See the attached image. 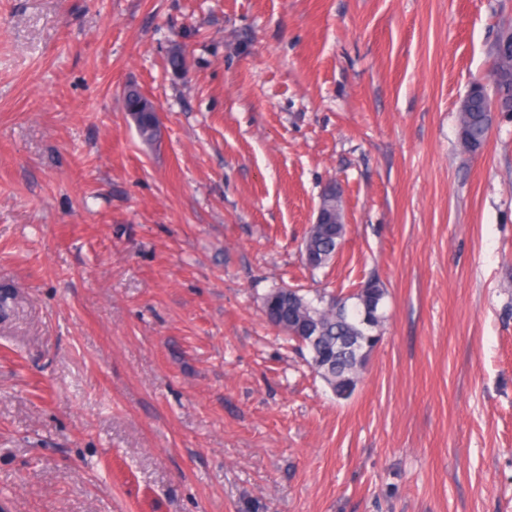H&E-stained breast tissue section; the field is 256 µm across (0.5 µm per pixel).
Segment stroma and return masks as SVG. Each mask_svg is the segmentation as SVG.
<instances>
[{"label": "stroma", "mask_w": 512, "mask_h": 512, "mask_svg": "<svg viewBox=\"0 0 512 512\" xmlns=\"http://www.w3.org/2000/svg\"><path fill=\"white\" fill-rule=\"evenodd\" d=\"M510 27L512 0H0L5 512H512V112L458 138ZM372 278L339 400L262 299ZM123 109L131 116L135 123L141 141L148 146L159 143V131L152 121L151 111L155 103L144 94L137 95L127 101L122 100ZM321 205L328 211H330L336 219V214L339 215L340 223L336 224H322L325 219V215L321 207L317 209V215L313 223L320 224L316 227H312L306 232L304 242L307 243L308 247L319 254L324 262L316 266H310L304 259L302 251V257L305 266L311 269H318L327 265L336 252L337 239L340 237L344 239L346 234V224L344 223L343 216V199L342 192L340 191L336 196V184H329L323 191L320 197Z\"/></svg>", "instance_id": "stroma-1"}]
</instances>
